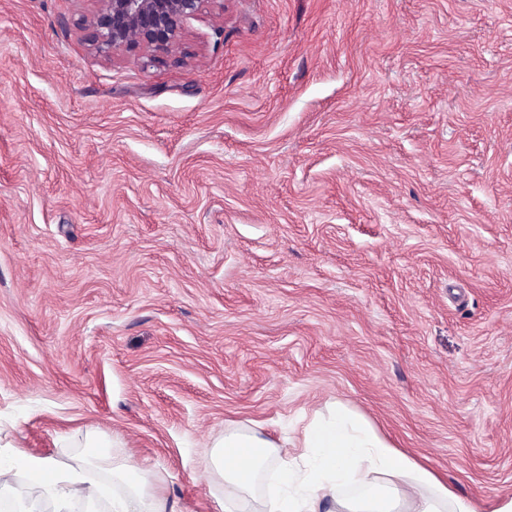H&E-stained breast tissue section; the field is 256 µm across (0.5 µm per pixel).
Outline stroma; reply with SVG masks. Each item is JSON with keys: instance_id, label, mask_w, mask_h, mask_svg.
<instances>
[{"instance_id": "stroma-1", "label": "stroma", "mask_w": 512, "mask_h": 512, "mask_svg": "<svg viewBox=\"0 0 512 512\" xmlns=\"http://www.w3.org/2000/svg\"><path fill=\"white\" fill-rule=\"evenodd\" d=\"M0 0V447L220 512L203 441L333 403L512 496V0H207L112 56Z\"/></svg>"}]
</instances>
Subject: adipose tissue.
I'll list each match as a JSON object with an SVG mask.
<instances>
[{
	"label": "adipose tissue",
	"mask_w": 512,
	"mask_h": 512,
	"mask_svg": "<svg viewBox=\"0 0 512 512\" xmlns=\"http://www.w3.org/2000/svg\"><path fill=\"white\" fill-rule=\"evenodd\" d=\"M297 445L301 453L294 458L259 426L225 423L205 468L207 479L224 490V512H236L268 470L274 483L263 496L262 512H477L472 500L453 494L440 475L392 447L345 406L314 413ZM14 492L20 512H41L47 502L55 512H71L77 504L92 510L105 498L112 512H177L157 492L149 469L111 455L95 437L86 441L77 465L25 453L0 461V494Z\"/></svg>",
	"instance_id": "adipose-tissue-1"
}]
</instances>
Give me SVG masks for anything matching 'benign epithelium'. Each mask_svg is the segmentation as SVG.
Segmentation results:
<instances>
[{
  "instance_id": "7a95c632",
  "label": "benign epithelium",
  "mask_w": 512,
  "mask_h": 512,
  "mask_svg": "<svg viewBox=\"0 0 512 512\" xmlns=\"http://www.w3.org/2000/svg\"><path fill=\"white\" fill-rule=\"evenodd\" d=\"M93 24L96 50L110 55L138 38L156 47L175 43L205 0H102Z\"/></svg>"
}]
</instances>
